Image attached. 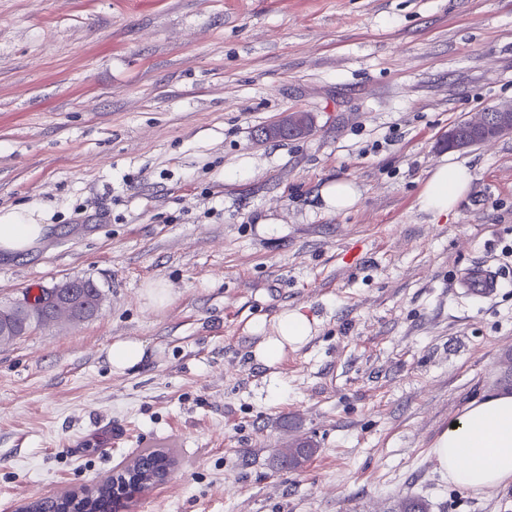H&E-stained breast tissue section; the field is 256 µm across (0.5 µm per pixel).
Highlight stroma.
Instances as JSON below:
<instances>
[{
  "label": "stroma",
  "mask_w": 512,
  "mask_h": 512,
  "mask_svg": "<svg viewBox=\"0 0 512 512\" xmlns=\"http://www.w3.org/2000/svg\"><path fill=\"white\" fill-rule=\"evenodd\" d=\"M505 102L512 0H0V216L49 227L0 254V307L101 291L0 341V512L159 444L176 465L126 512H512V482L461 488L433 457L512 370V134L444 146ZM291 111L310 136L256 138ZM446 158L473 179L436 217L418 197ZM341 179L361 197L338 213ZM286 310L311 336L269 367ZM119 339L137 368L113 372ZM295 440L317 448L298 472ZM360 193L357 187L348 180H338L322 191V199L326 206L336 212L352 208L358 201ZM497 287V277L482 265L473 266L469 269L463 288L479 296H488ZM79 280L78 288H73V283L70 281H65L59 283L56 288H58L57 293L55 295V303H57V296H64L66 290L68 288H72V297H71V309L75 314H81L83 311L89 312L93 309L97 311L100 290L90 279H77ZM96 287V288H95ZM145 357V350L141 342L135 340H117L108 352V360L112 370L124 372L137 366ZM314 447L312 443L302 441L297 446L280 451L279 458L289 470L298 471L314 456L317 450Z\"/></svg>",
  "instance_id": "1"
}]
</instances>
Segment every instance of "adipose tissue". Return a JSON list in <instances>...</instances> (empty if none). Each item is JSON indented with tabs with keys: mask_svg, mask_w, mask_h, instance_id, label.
I'll return each mask as SVG.
<instances>
[{
	"mask_svg": "<svg viewBox=\"0 0 512 512\" xmlns=\"http://www.w3.org/2000/svg\"><path fill=\"white\" fill-rule=\"evenodd\" d=\"M471 180L468 167L443 161L433 169L419 195L421 209L434 215L448 214ZM47 231L46 225L29 223L22 213H15L9 220H0V251H26ZM309 334L306 318L297 311H286L278 319L276 335L258 347L257 358L275 364L286 344L304 342ZM433 454L440 471L460 487L485 489L512 481V393L503 391L471 402L457 427L438 437Z\"/></svg>",
	"mask_w": 512,
	"mask_h": 512,
	"instance_id": "adipose-tissue-1",
	"label": "adipose tissue"
}]
</instances>
